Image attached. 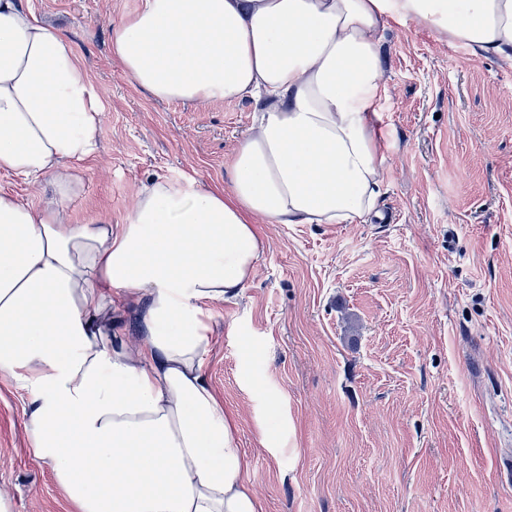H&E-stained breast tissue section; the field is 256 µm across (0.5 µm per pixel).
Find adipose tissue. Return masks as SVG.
Returning <instances> with one entry per match:
<instances>
[{
    "label": "adipose tissue",
    "instance_id": "obj_1",
    "mask_svg": "<svg viewBox=\"0 0 512 512\" xmlns=\"http://www.w3.org/2000/svg\"><path fill=\"white\" fill-rule=\"evenodd\" d=\"M411 21L512 63V0H140L110 26L156 99L252 101L231 187L158 177L126 224H70L103 105L71 41L0 0V378L26 396L30 455L77 512H261L207 375L212 304L238 298L259 224H350L381 194L382 33ZM134 309L129 343L113 311Z\"/></svg>",
    "mask_w": 512,
    "mask_h": 512
}]
</instances>
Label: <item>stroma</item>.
Listing matches in <instances>:
<instances>
[{
	"label": "stroma",
	"mask_w": 512,
	"mask_h": 512,
	"mask_svg": "<svg viewBox=\"0 0 512 512\" xmlns=\"http://www.w3.org/2000/svg\"><path fill=\"white\" fill-rule=\"evenodd\" d=\"M139 0H30L104 106L72 224L125 223L156 177L229 187L249 102H162L112 58ZM382 192L351 224H262L263 252L212 304L208 376L237 415L262 512H512V66L414 24L383 34ZM0 498L72 512L28 454L0 379Z\"/></svg>",
	"instance_id": "obj_1"
}]
</instances>
